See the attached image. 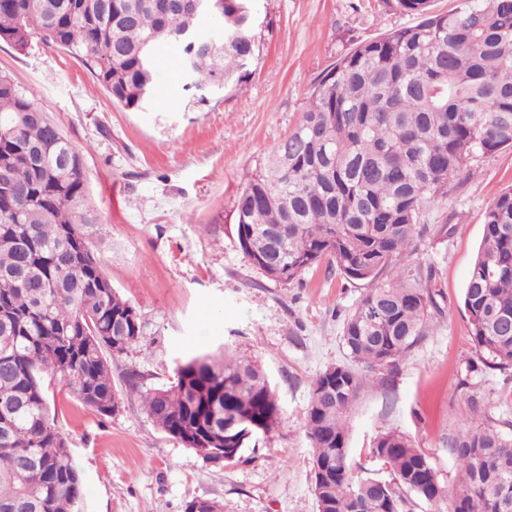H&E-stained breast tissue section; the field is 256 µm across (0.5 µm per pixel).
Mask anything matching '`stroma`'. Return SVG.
Instances as JSON below:
<instances>
[{
    "label": "stroma",
    "mask_w": 512,
    "mask_h": 512,
    "mask_svg": "<svg viewBox=\"0 0 512 512\" xmlns=\"http://www.w3.org/2000/svg\"><path fill=\"white\" fill-rule=\"evenodd\" d=\"M259 50L239 86L191 102L174 66L176 47L158 50V112L114 104L68 52L32 40L20 52L0 43V73L36 102L83 154L88 203L98 231L90 248L137 312L141 342L112 360L122 402L109 416L82 406L44 375L50 409L82 470L84 512H184L214 499L224 512H317L305 432L311 386L346 363L345 318L367 286L307 270L301 281L269 280L241 250L235 204L250 172L298 125L312 87L357 44L415 24L383 0H258ZM512 187V149L480 162L429 204L428 224L410 260L434 266L444 314L401 363L391 388H375L349 420L352 472L389 479L371 453L378 435L405 434L429 457L448 493L464 474L450 447L463 430L488 425L512 434V370L480 361L469 336L463 290L483 236L487 207ZM230 351L266 372L282 419L227 466L206 460L160 431L129 387H166L177 367Z\"/></svg>",
    "instance_id": "stroma-1"
}]
</instances>
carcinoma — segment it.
<instances>
[{"instance_id": "cac0c4a2", "label": "carcinoma", "mask_w": 512, "mask_h": 512, "mask_svg": "<svg viewBox=\"0 0 512 512\" xmlns=\"http://www.w3.org/2000/svg\"><path fill=\"white\" fill-rule=\"evenodd\" d=\"M416 24L363 42L315 84L295 130L251 172L236 202L241 250L281 283L329 269L368 289L345 319L350 363L312 383L305 419L318 512H410V497L437 505L447 492L425 452L401 433L371 448L391 479L355 478L347 420L441 312L435 267L409 261L425 234L424 209L482 159L512 149V0H384ZM209 18L181 0H0V42L32 39L80 59L129 112L161 97L154 69L162 44L178 45L186 89L231 88L258 49L250 0H224L223 41L200 33ZM193 36L179 40L183 28ZM81 152L32 91L0 74V512H83L82 473L51 416L44 373L86 408L114 413L112 358L141 341L135 309L112 288L88 245ZM284 260L271 264L277 249ZM472 344L483 364L512 370V188L487 208L463 292ZM155 425L188 448H230L240 459L281 419L262 368L226 352L194 357L163 388L131 384ZM245 425L224 432V413ZM452 448L467 483L449 512H512V435L465 430Z\"/></svg>"}]
</instances>
